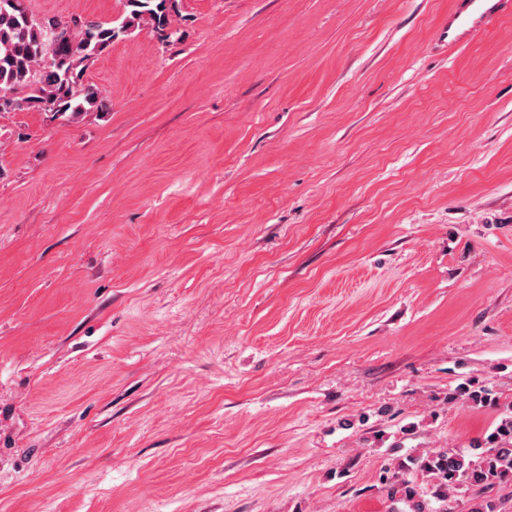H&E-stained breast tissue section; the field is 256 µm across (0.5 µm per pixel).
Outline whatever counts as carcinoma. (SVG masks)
Segmentation results:
<instances>
[{
	"label": "carcinoma",
	"mask_w": 512,
	"mask_h": 512,
	"mask_svg": "<svg viewBox=\"0 0 512 512\" xmlns=\"http://www.w3.org/2000/svg\"><path fill=\"white\" fill-rule=\"evenodd\" d=\"M128 14L118 26L70 18L43 22L28 13L25 0H0V94L24 91L18 110L70 114L79 117L106 107L102 92L84 83L87 63L112 45L119 35L149 20L168 39L179 0H126ZM453 398L474 405L493 402L482 386L466 382ZM419 470L429 477L426 491L440 503L433 508L419 487L407 478ZM512 481V404L506 406L491 433L475 439L468 449L439 448L410 457L388 471L390 497L404 504L391 512H448V497L465 489L484 493L491 482Z\"/></svg>",
	"instance_id": "carcinoma-1"
}]
</instances>
